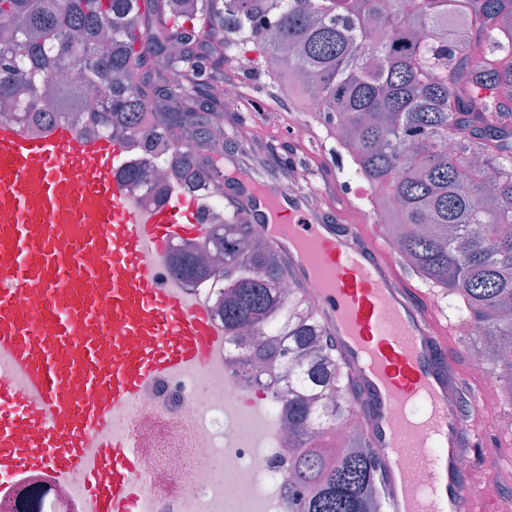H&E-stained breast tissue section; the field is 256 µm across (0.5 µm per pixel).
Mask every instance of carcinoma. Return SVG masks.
Here are the masks:
<instances>
[{
	"mask_svg": "<svg viewBox=\"0 0 512 512\" xmlns=\"http://www.w3.org/2000/svg\"><path fill=\"white\" fill-rule=\"evenodd\" d=\"M368 15L391 42L375 40ZM447 19L434 40L417 36ZM248 43L276 94L297 87L320 100L372 212L407 227L402 268L451 297L512 401V0H0V120L68 112L76 129L87 89L99 125L126 146L123 180L155 177L132 156L161 139L172 145L168 187H220L231 146L222 117L238 106L224 96V65ZM147 44L161 54L157 76L143 71ZM72 68L84 89L62 79ZM212 234L225 343L248 331L289 355L288 469L313 489L288 512H386L363 428L350 451L325 447L323 401L354 388L283 254L228 208ZM174 271L216 275L191 252Z\"/></svg>",
	"mask_w": 512,
	"mask_h": 512,
	"instance_id": "cac0c4a2",
	"label": "carcinoma"
}]
</instances>
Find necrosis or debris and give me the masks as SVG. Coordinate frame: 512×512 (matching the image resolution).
I'll use <instances>...</instances> for the list:
<instances>
[{
    "mask_svg": "<svg viewBox=\"0 0 512 512\" xmlns=\"http://www.w3.org/2000/svg\"><path fill=\"white\" fill-rule=\"evenodd\" d=\"M283 361L258 367L255 348L220 352L211 366L150 384L121 430L139 452L144 512H287L307 495L288 474L286 393L268 386ZM0 512H90L70 485L50 476L0 477Z\"/></svg>",
    "mask_w": 512,
    "mask_h": 512,
    "instance_id": "4bbe7bcc",
    "label": "necrosis or debris"
}]
</instances>
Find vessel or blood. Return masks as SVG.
Segmentation results:
<instances>
[{"mask_svg": "<svg viewBox=\"0 0 512 512\" xmlns=\"http://www.w3.org/2000/svg\"><path fill=\"white\" fill-rule=\"evenodd\" d=\"M124 154L61 122L32 136L0 121V476L52 472L92 512H141L139 458L114 429L146 385L224 345L210 310L157 275L171 244L206 235L203 202L176 188L138 215L118 177ZM336 195L342 226L304 190L245 172L224 198L318 297L387 512H497L466 480L484 439L448 406L464 377L444 313L400 272L360 193L340 184Z\"/></svg>", "mask_w": 512, "mask_h": 512, "instance_id": "vessel-or-blood-1", "label": "vessel or blood"}]
</instances>
